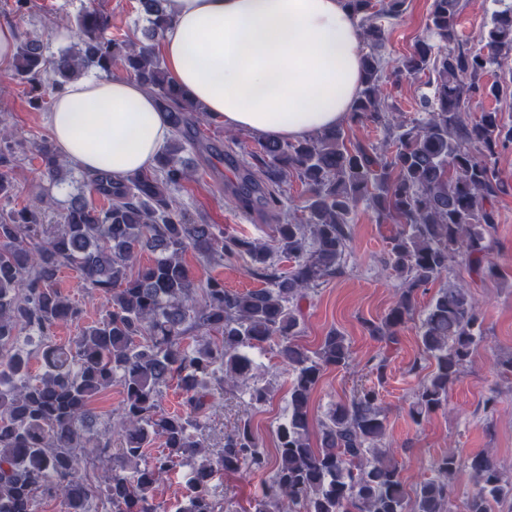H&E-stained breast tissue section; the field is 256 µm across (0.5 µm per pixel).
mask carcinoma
I'll return each instance as SVG.
<instances>
[{
    "label": "carcinoma",
    "mask_w": 512,
    "mask_h": 512,
    "mask_svg": "<svg viewBox=\"0 0 512 512\" xmlns=\"http://www.w3.org/2000/svg\"><path fill=\"white\" fill-rule=\"evenodd\" d=\"M137 2L148 22L146 43L108 36V16L92 9L78 19L81 48L49 57L43 41L28 38L14 56V73L38 93L37 108L46 104L42 87L57 94L86 69L109 74L119 60L155 95L173 135L150 169L123 180L107 171L87 175L102 202L73 198L53 231L46 224L48 198L0 212V512H35L40 496L62 499L65 512H91L96 494L112 512H158L153 490L177 466L190 469L181 512H218L209 488L214 474L243 467L272 470L254 512H452L453 478L462 467L476 485L463 512H492V505L512 500V479L488 455L464 459L453 448L414 498L407 497L399 461L381 446L387 419L374 387L362 386L332 406L321 422V445L312 447L311 395L327 368L350 365L351 349L334 328L313 351L296 343L301 301L341 273L351 215L361 201L377 223L395 225L389 264L403 288L385 317L367 323L386 351L413 318L417 292L457 259L500 276L487 235L497 223L494 201L506 192L495 157L512 144V122L496 109L471 119L466 108L476 99L512 96V83L488 79L492 67L512 58V6L492 14L475 50L457 29L462 0H433L427 35L388 71L376 49L406 0H345L369 47L351 120L373 125L384 140L348 145L336 127L295 143L259 142L251 153L255 169H245L232 191L236 205L278 207L290 173L307 194L304 216L275 225L267 245L194 224L174 205L171 189L190 179L179 153L193 144L197 108L169 80L155 49L172 21L170 0ZM419 73L429 75L430 93L408 119L389 102L385 84ZM33 144L43 174L60 185L72 162L44 136ZM13 162L11 147L0 148V197L12 195ZM189 248L208 264L247 255L251 274L266 287L230 291L214 276L196 283L183 258ZM142 250L154 254L145 266L138 265ZM277 255L293 262L290 270L281 271ZM64 268L105 296L107 310L73 342L58 344L54 329L83 314L58 286ZM481 326L469 289L450 284L439 290L420 324L422 352L435 368L411 405L415 422L447 404L448 386L484 340ZM275 338L294 374L275 455L263 448L248 417L224 436L222 447H205L201 418L210 399L251 379L256 364L249 351ZM36 351L44 368L35 376ZM172 380L184 394L181 413L161 407ZM115 383L124 393L120 412L94 432L90 405ZM156 438L164 450L144 459ZM88 449L111 461L96 494L82 476Z\"/></svg>",
    "instance_id": "obj_1"
}]
</instances>
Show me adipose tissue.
Masks as SVG:
<instances>
[{"label":"adipose tissue","instance_id":"adipose-tissue-1","mask_svg":"<svg viewBox=\"0 0 512 512\" xmlns=\"http://www.w3.org/2000/svg\"><path fill=\"white\" fill-rule=\"evenodd\" d=\"M171 79L226 128L295 140L344 124L360 90L361 38L344 0H171ZM57 152L114 178L151 167L170 135L139 81L82 77L55 95Z\"/></svg>","mask_w":512,"mask_h":512}]
</instances>
